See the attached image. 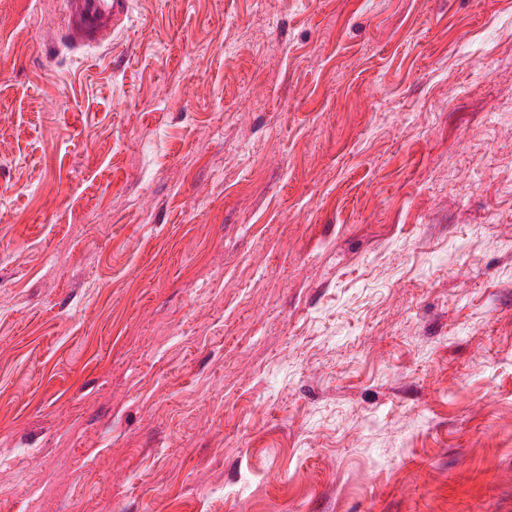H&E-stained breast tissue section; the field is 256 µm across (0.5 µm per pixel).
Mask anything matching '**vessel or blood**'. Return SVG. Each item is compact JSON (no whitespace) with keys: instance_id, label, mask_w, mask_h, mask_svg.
Returning a JSON list of instances; mask_svg holds the SVG:
<instances>
[{"instance_id":"obj_1","label":"vessel or blood","mask_w":512,"mask_h":512,"mask_svg":"<svg viewBox=\"0 0 512 512\" xmlns=\"http://www.w3.org/2000/svg\"><path fill=\"white\" fill-rule=\"evenodd\" d=\"M129 13V0H67L62 34L75 48L95 46L120 27Z\"/></svg>"}]
</instances>
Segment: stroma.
<instances>
[{
    "label": "stroma",
    "mask_w": 512,
    "mask_h": 512,
    "mask_svg": "<svg viewBox=\"0 0 512 512\" xmlns=\"http://www.w3.org/2000/svg\"><path fill=\"white\" fill-rule=\"evenodd\" d=\"M0 0V512H512V0ZM66 3L62 34L78 49L105 41L129 13L128 0H68Z\"/></svg>",
    "instance_id": "obj_1"
}]
</instances>
